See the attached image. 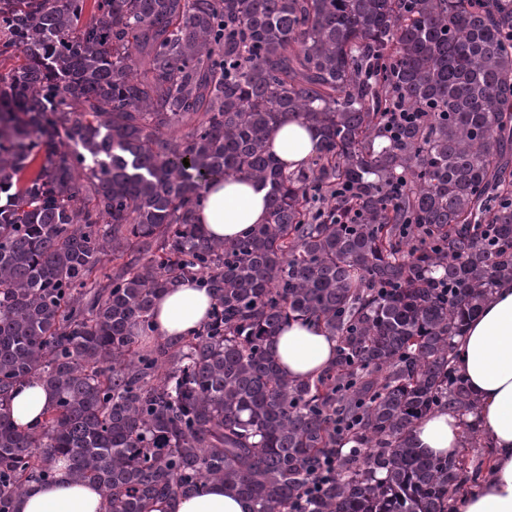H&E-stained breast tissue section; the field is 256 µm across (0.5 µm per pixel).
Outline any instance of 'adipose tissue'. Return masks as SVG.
Returning <instances> with one entry per match:
<instances>
[{"label":"adipose tissue","instance_id":"ef3b65f1","mask_svg":"<svg viewBox=\"0 0 512 512\" xmlns=\"http://www.w3.org/2000/svg\"><path fill=\"white\" fill-rule=\"evenodd\" d=\"M314 133L294 119L270 136L273 153L299 165L311 153ZM267 219V190L244 178L210 184L198 221L209 237L233 239ZM211 298L205 289L183 283L166 289L155 301L159 337L174 339L197 329ZM336 343L316 323L293 321L270 342V350L289 378L318 376L331 362ZM454 365L457 376L478 403L480 428L493 450L478 490L461 497L457 512H512V281L495 288L458 338ZM51 393L40 383L17 388L12 417L27 430L42 427ZM461 421L451 412H436L412 432L415 447L429 457L443 456L460 444ZM99 490L74 482L59 469L53 482L35 483L16 502V512H100ZM153 512H253L251 501L233 487L209 482L197 492L177 494Z\"/></svg>","mask_w":512,"mask_h":512}]
</instances>
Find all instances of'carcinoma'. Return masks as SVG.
Wrapping results in <instances>:
<instances>
[{
    "label": "carcinoma",
    "instance_id": "1",
    "mask_svg": "<svg viewBox=\"0 0 512 512\" xmlns=\"http://www.w3.org/2000/svg\"><path fill=\"white\" fill-rule=\"evenodd\" d=\"M6 59L0 512L59 462L104 512L211 481L253 512H454L487 449L455 339L512 280V0H0ZM288 116L318 136L295 171ZM235 177L267 221L210 239ZM181 281L211 312L144 345ZM291 320L336 338L316 378L269 351ZM443 409L463 439L430 458L409 437ZM314 133L295 119L283 122L269 138L272 152L283 162L292 163L295 169L312 152L316 140ZM198 221L207 235L234 239L267 219V189L250 179H221L210 184ZM50 403L51 393L45 385L34 383L20 386L12 398V417L29 431L38 430L43 425Z\"/></svg>",
    "mask_w": 512,
    "mask_h": 512
}]
</instances>
